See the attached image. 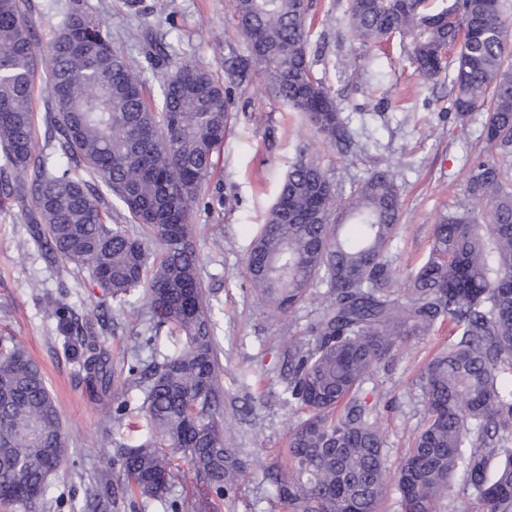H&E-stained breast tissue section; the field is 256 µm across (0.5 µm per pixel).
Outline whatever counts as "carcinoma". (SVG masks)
Listing matches in <instances>:
<instances>
[{
	"label": "carcinoma",
	"instance_id": "cac0c4a2",
	"mask_svg": "<svg viewBox=\"0 0 512 512\" xmlns=\"http://www.w3.org/2000/svg\"><path fill=\"white\" fill-rule=\"evenodd\" d=\"M500 2L347 0L355 39L377 46L405 38L423 80L448 75L461 128L486 114L482 137L495 157L472 159L466 192L478 208L442 217L432 253L403 292L392 251L403 201L391 169L374 170L344 197L299 145L246 259L254 296L281 317L315 280L328 285L308 335L288 348L282 396L300 417L286 465L266 470L287 512H378L387 442L366 385L408 337L444 323L453 340L420 374L424 416L398 466L401 512H447L459 473L481 512H512V23ZM32 9L33 0H0V202L21 206L25 243L49 263L87 270L116 299L143 289L152 332L144 345L154 348L165 326L186 338L160 363L129 365L121 382L109 353L81 339L86 380L95 400L112 403L113 424L127 415L134 387L144 391L146 420L139 443L117 444V467L95 475L85 507L97 512L130 492L164 498L182 478L178 453L208 493L230 500L246 463L225 436L214 308L189 224L224 143L230 99L208 71L174 61L149 36L142 58L122 54L110 26L68 0L49 43L46 153L32 106ZM234 10L272 94L328 146L347 148L349 130L309 61L307 0H234ZM144 61L166 72L155 101L140 80ZM114 201L138 232L106 223ZM343 216L362 226L360 241L338 235ZM66 452L40 369L14 339L0 338V505L36 509ZM207 503L175 499L170 509L203 512Z\"/></svg>",
	"mask_w": 512,
	"mask_h": 512
}]
</instances>
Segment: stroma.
Wrapping results in <instances>:
<instances>
[{
  "label": "stroma",
  "mask_w": 512,
  "mask_h": 512,
  "mask_svg": "<svg viewBox=\"0 0 512 512\" xmlns=\"http://www.w3.org/2000/svg\"><path fill=\"white\" fill-rule=\"evenodd\" d=\"M83 3L108 22L114 46L125 55H140L141 35L150 32L181 60L210 71L231 100L224 143L190 217L203 287L217 320L224 425L247 459L236 498H212L211 512H283L264 479L297 419L281 398L283 356L306 336L325 287L312 288L287 317L272 318L254 302L245 261L299 143H308L345 195L376 168L390 167L403 201L394 251L406 276L428 257L441 217L469 203V160L486 150L481 123L460 130L450 110V83L421 82L406 59V41L396 38L379 47L354 41L344 19L346 0H308L314 19L310 61L349 122L351 145L345 152L325 146L299 113L271 95L237 30L232 0H169L165 13L139 18L125 11L122 0ZM30 22L39 54L33 106L41 118L51 69L46 47L59 18L43 6ZM27 237L20 208L1 205L0 337L20 341L43 372L68 448L37 512H81L96 472L112 466L116 442L132 444L143 436L144 395L132 388L128 417L121 428L110 429L112 405L91 400L83 369L86 350L67 332L66 322L78 320L93 332L121 381L134 358L146 360L152 353L142 347L145 324L127 315L131 308L145 310L146 299L138 290L125 301L113 300L87 272L48 264ZM447 344L444 328L412 338L390 371L376 376L368 399L377 405V426L389 444V470L397 469L423 416L420 374Z\"/></svg>",
  "instance_id": "obj_1"
}]
</instances>
